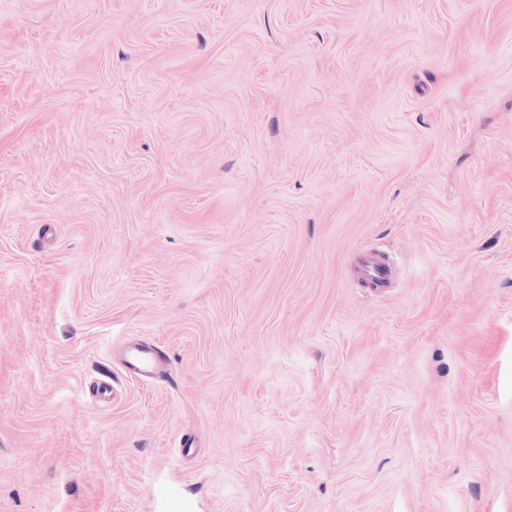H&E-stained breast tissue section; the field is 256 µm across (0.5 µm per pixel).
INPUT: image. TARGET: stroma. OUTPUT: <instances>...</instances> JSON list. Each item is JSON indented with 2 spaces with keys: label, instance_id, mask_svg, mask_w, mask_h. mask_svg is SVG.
<instances>
[{
  "label": "stroma",
  "instance_id": "35a3bbf8",
  "mask_svg": "<svg viewBox=\"0 0 512 512\" xmlns=\"http://www.w3.org/2000/svg\"><path fill=\"white\" fill-rule=\"evenodd\" d=\"M159 483L512 512V0H0V512ZM358 272L371 279L378 286H384L389 276L388 266L378 257L365 256L361 259ZM125 372L133 377H150L159 372L163 365L156 347L146 344H127L121 359Z\"/></svg>",
  "mask_w": 512,
  "mask_h": 512
}]
</instances>
